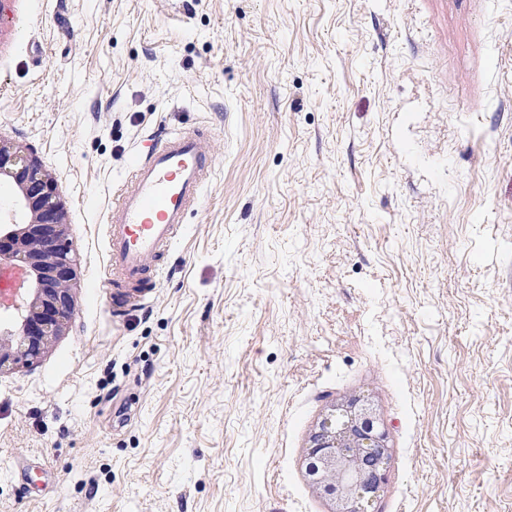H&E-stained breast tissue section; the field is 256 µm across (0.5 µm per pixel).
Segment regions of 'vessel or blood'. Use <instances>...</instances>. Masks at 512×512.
I'll return each mask as SVG.
<instances>
[{
  "label": "vessel or blood",
  "mask_w": 512,
  "mask_h": 512,
  "mask_svg": "<svg viewBox=\"0 0 512 512\" xmlns=\"http://www.w3.org/2000/svg\"><path fill=\"white\" fill-rule=\"evenodd\" d=\"M212 174L198 132L174 131L151 142L106 212L108 284L116 308L145 302L149 267L168 251L196 209Z\"/></svg>",
  "instance_id": "obj_1"
}]
</instances>
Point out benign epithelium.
Returning a JSON list of instances; mask_svg holds the SVG:
<instances>
[{
    "mask_svg": "<svg viewBox=\"0 0 512 512\" xmlns=\"http://www.w3.org/2000/svg\"><path fill=\"white\" fill-rule=\"evenodd\" d=\"M16 189L13 210L22 226L0 225V268L18 269L24 295L0 294V306L25 309L4 330L15 342L0 345V373L39 359L72 319L77 278L73 242L66 236L67 208L55 181L33 151L0 139V183ZM392 458L389 433L375 401L352 394L325 406L311 430L306 460L312 491L327 512H376Z\"/></svg>",
    "mask_w": 512,
    "mask_h": 512,
    "instance_id": "1",
    "label": "benign epithelium"
}]
</instances>
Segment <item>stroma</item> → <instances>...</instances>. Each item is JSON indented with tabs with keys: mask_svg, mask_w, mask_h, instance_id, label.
<instances>
[{
	"mask_svg": "<svg viewBox=\"0 0 512 512\" xmlns=\"http://www.w3.org/2000/svg\"><path fill=\"white\" fill-rule=\"evenodd\" d=\"M193 129L212 176L115 319L105 213ZM0 136L78 263L0 375V512H327L303 448L354 391L379 512H512V0H9Z\"/></svg>",
	"mask_w": 512,
	"mask_h": 512,
	"instance_id": "35a3bbf8",
	"label": "stroma"
}]
</instances>
